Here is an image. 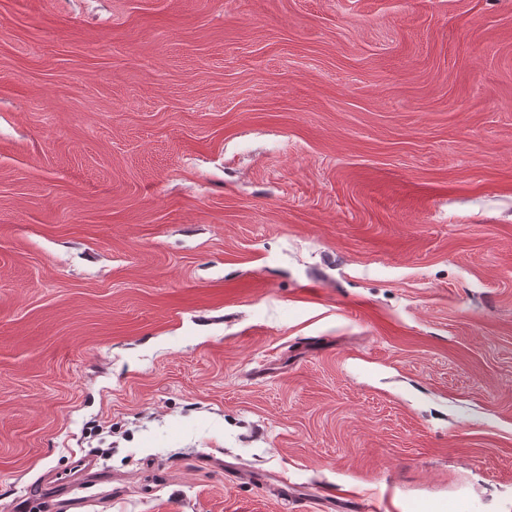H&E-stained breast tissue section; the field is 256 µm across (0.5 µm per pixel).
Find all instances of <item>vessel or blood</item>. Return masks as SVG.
<instances>
[{
    "instance_id": "b4317fda",
    "label": "vessel or blood",
    "mask_w": 512,
    "mask_h": 512,
    "mask_svg": "<svg viewBox=\"0 0 512 512\" xmlns=\"http://www.w3.org/2000/svg\"><path fill=\"white\" fill-rule=\"evenodd\" d=\"M224 476L232 480L244 478L254 484L272 487L276 496L284 502L295 505L296 512H380L378 502L350 497L329 489L313 496L302 493L287 478L279 475H267L225 466ZM92 457L83 456L74 461L68 471L55 476L49 493L63 498L66 512H75L81 503L80 493L99 482Z\"/></svg>"
}]
</instances>
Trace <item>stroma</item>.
Returning <instances> with one entry per match:
<instances>
[{
	"label": "stroma",
	"mask_w": 512,
	"mask_h": 512,
	"mask_svg": "<svg viewBox=\"0 0 512 512\" xmlns=\"http://www.w3.org/2000/svg\"><path fill=\"white\" fill-rule=\"evenodd\" d=\"M512 512V0H0V512ZM99 481L94 459L83 456L74 461L68 471L57 474L52 480V485L45 490L55 497H66L62 501L65 511L69 512L81 504L83 496H80L79 491L87 490ZM224 478L229 480L245 478L256 485L272 486L279 499L290 505H297L291 508V510L297 512H377L383 510V506L378 502L336 493L333 489L324 490L316 496L304 494L295 484L288 482L287 478L279 475H267L224 465ZM307 503L314 506H307Z\"/></svg>",
	"instance_id": "35a3bbf8"
}]
</instances>
